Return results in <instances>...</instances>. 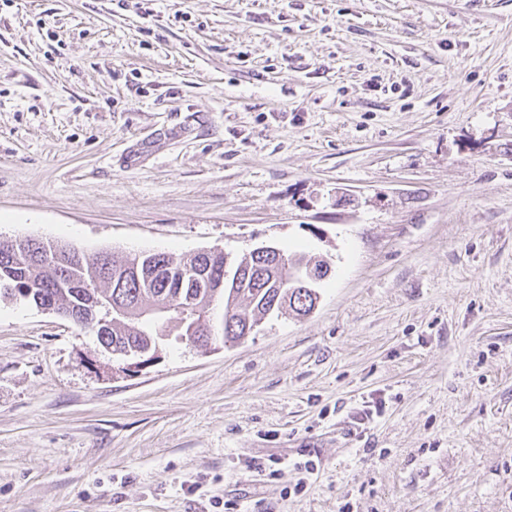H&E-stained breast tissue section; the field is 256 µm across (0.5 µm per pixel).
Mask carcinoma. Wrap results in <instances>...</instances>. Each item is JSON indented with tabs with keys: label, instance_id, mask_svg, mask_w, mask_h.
Returning a JSON list of instances; mask_svg holds the SVG:
<instances>
[{
	"label": "carcinoma",
	"instance_id": "carcinoma-1",
	"mask_svg": "<svg viewBox=\"0 0 512 512\" xmlns=\"http://www.w3.org/2000/svg\"><path fill=\"white\" fill-rule=\"evenodd\" d=\"M187 266L207 270L200 280L182 277ZM99 287L81 291V281ZM20 296L37 307L80 318L101 346L112 352L129 349L149 361L163 337L177 332L195 334L202 343L221 337L233 343L249 334L264 317L280 311L305 316L318 296L312 288H297L289 272L277 269L275 260L250 254L225 262L222 252L203 253L175 261L166 253H138L117 260L97 253L88 260L85 251L69 244L27 240V245L0 243V298ZM166 303L164 315L149 313ZM100 304L112 308L105 326H96L86 315ZM191 307L195 316L178 326V309Z\"/></svg>",
	"mask_w": 512,
	"mask_h": 512
}]
</instances>
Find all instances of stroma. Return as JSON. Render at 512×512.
Segmentation results:
<instances>
[{
    "mask_svg": "<svg viewBox=\"0 0 512 512\" xmlns=\"http://www.w3.org/2000/svg\"><path fill=\"white\" fill-rule=\"evenodd\" d=\"M24 238L332 273L138 371L0 300V512H512V0H0Z\"/></svg>",
    "mask_w": 512,
    "mask_h": 512,
    "instance_id": "stroma-1",
    "label": "stroma"
}]
</instances>
